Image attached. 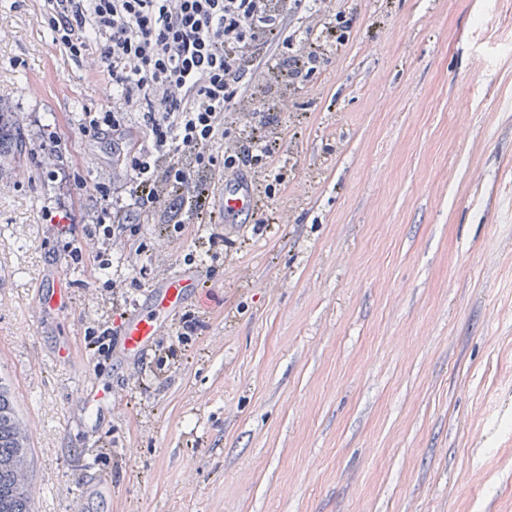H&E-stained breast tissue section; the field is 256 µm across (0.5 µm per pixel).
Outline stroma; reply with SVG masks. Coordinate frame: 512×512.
I'll list each match as a JSON object with an SVG mask.
<instances>
[{"label":"stroma","instance_id":"35a3bbf8","mask_svg":"<svg viewBox=\"0 0 512 512\" xmlns=\"http://www.w3.org/2000/svg\"><path fill=\"white\" fill-rule=\"evenodd\" d=\"M354 19L289 111L284 186L253 213L114 242L128 313L185 269L198 290L141 354L90 262L52 259V125L110 177L82 112L111 88L62 54L45 0H0V100L23 151L0 179V377L32 429L33 512H512V0H325ZM287 211L284 224L261 213ZM144 244L140 270L124 261ZM118 403L91 423L75 401Z\"/></svg>","mask_w":512,"mask_h":512}]
</instances>
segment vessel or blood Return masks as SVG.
Returning <instances> with one entry per match:
<instances>
[{
	"label": "vessel or blood",
	"instance_id": "b4317fda",
	"mask_svg": "<svg viewBox=\"0 0 512 512\" xmlns=\"http://www.w3.org/2000/svg\"><path fill=\"white\" fill-rule=\"evenodd\" d=\"M197 285L198 276L192 270L166 277L159 282L150 294L149 310L128 317L121 333L124 349L138 353L149 347L161 329L162 316L175 311L187 291Z\"/></svg>",
	"mask_w": 512,
	"mask_h": 512
}]
</instances>
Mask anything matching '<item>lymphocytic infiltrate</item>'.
<instances>
[{"mask_svg":"<svg viewBox=\"0 0 512 512\" xmlns=\"http://www.w3.org/2000/svg\"><path fill=\"white\" fill-rule=\"evenodd\" d=\"M312 0H47L42 16L56 47L89 62L112 88V100L82 113L78 130L108 142L123 178L87 183L72 172L51 126L40 133L38 165L52 180L68 176L73 189L102 203L77 246L72 263L94 257L111 266V241L129 227L151 224L183 233L182 205L203 209L208 197L198 169L232 176L245 187L248 168L264 167L265 180L283 184L274 164L282 151L264 118L285 111L282 99L255 98L249 124L231 110L264 73L289 65V79L304 81L330 51L344 44L343 13L319 21L302 38L290 35L292 13L313 11ZM137 116L139 139L127 135Z\"/></svg>","mask_w":512,"mask_h":512,"instance_id":"obj_1","label":"lymphocytic infiltrate"}]
</instances>
